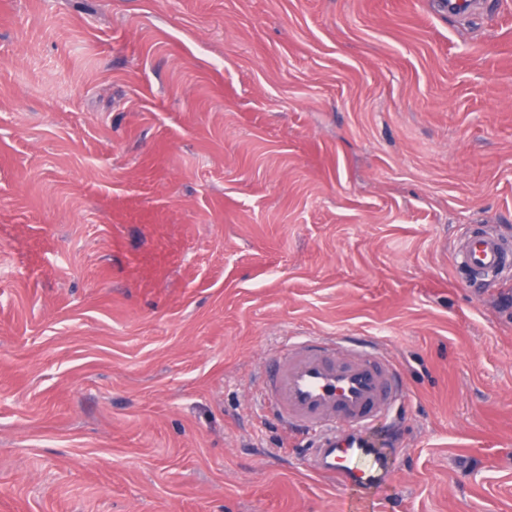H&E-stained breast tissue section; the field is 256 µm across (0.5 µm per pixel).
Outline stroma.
<instances>
[{
	"label": "stroma",
	"instance_id": "1",
	"mask_svg": "<svg viewBox=\"0 0 512 512\" xmlns=\"http://www.w3.org/2000/svg\"><path fill=\"white\" fill-rule=\"evenodd\" d=\"M0 0V512H512V0ZM405 377L378 488L257 401ZM454 254L456 264L467 272L468 277L484 284L494 283L512 265V251L497 233L488 230L467 236Z\"/></svg>",
	"mask_w": 512,
	"mask_h": 512
}]
</instances>
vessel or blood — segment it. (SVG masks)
<instances>
[{
    "label": "vessel or blood",
    "mask_w": 512,
    "mask_h": 512,
    "mask_svg": "<svg viewBox=\"0 0 512 512\" xmlns=\"http://www.w3.org/2000/svg\"><path fill=\"white\" fill-rule=\"evenodd\" d=\"M454 254L469 278L484 284L512 266V251L488 230L467 236ZM401 393L391 356L321 336L289 343L266 375L268 410L314 437L311 470L360 487L372 486L384 468L367 435Z\"/></svg>",
    "instance_id": "vessel-or-blood-1"
}]
</instances>
